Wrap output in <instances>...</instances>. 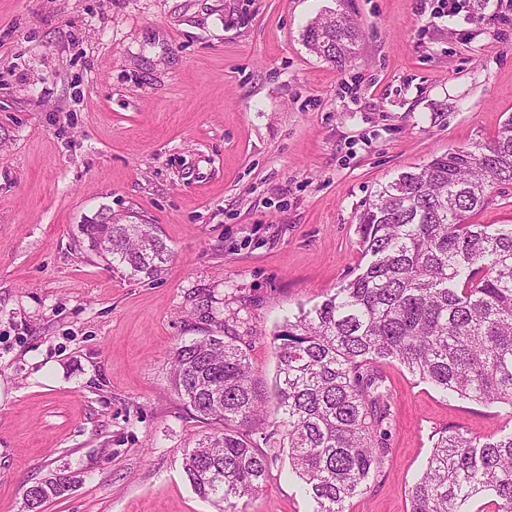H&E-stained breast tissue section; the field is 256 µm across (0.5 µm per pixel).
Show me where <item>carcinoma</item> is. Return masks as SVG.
<instances>
[{"label": "carcinoma", "instance_id": "cac0c4a2", "mask_svg": "<svg viewBox=\"0 0 512 512\" xmlns=\"http://www.w3.org/2000/svg\"><path fill=\"white\" fill-rule=\"evenodd\" d=\"M308 49L338 66L360 41L346 12L303 30ZM512 185V117L484 144L459 147L379 187L358 217L367 264L321 304L274 333L275 397L290 466L313 512H346L382 476L393 394L381 370L397 361L445 395L507 410L498 433L444 430L409 489L410 512H512V224H471L493 190ZM90 246L131 276H157L171 252L151 224L102 218ZM170 384L211 426L186 453L195 492L225 512L254 497L270 458L243 428L269 426L267 392L236 337L173 348ZM54 476L24 491L27 512L72 490Z\"/></svg>", "mask_w": 512, "mask_h": 512}]
</instances>
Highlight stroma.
I'll return each mask as SVG.
<instances>
[{
	"label": "stroma",
	"instance_id": "obj_1",
	"mask_svg": "<svg viewBox=\"0 0 512 512\" xmlns=\"http://www.w3.org/2000/svg\"><path fill=\"white\" fill-rule=\"evenodd\" d=\"M0 0V512L48 475L40 512H217L183 458L209 427L173 392L177 344L231 333L274 381L273 334L366 263L358 215L398 173L491 140L512 115V0ZM363 32L343 67L305 27ZM146 222L155 278L81 225ZM238 313L224 321L225 310ZM384 474L348 512H409L435 435L502 409L395 362ZM246 512H312L283 431ZM357 22L346 12L318 17L303 30L308 49L320 57L342 66L356 51L360 41ZM75 477L54 476L44 479L24 491V504L28 512H37L46 501L62 497L75 487Z\"/></svg>",
	"mask_w": 512,
	"mask_h": 512
}]
</instances>
